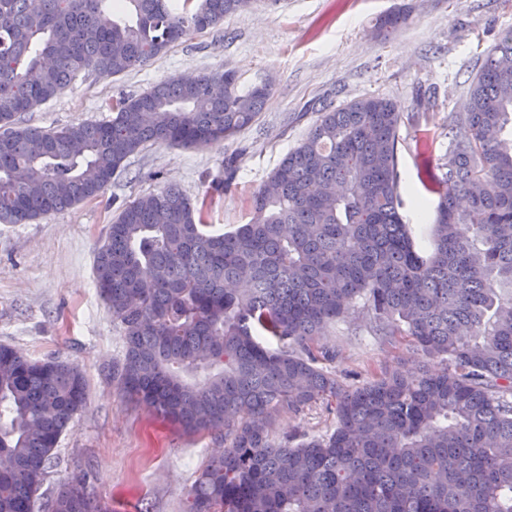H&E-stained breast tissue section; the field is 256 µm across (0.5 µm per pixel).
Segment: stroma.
<instances>
[{
  "mask_svg": "<svg viewBox=\"0 0 512 512\" xmlns=\"http://www.w3.org/2000/svg\"><path fill=\"white\" fill-rule=\"evenodd\" d=\"M407 14L395 33L378 29L391 12ZM512 28V0H283L189 32L169 51L117 76L89 73L23 117L57 129L109 118L116 99L142 93L189 71L235 69L243 84L268 76L274 89L258 120L239 136L201 148L151 143L130 156L104 192L30 224H0V344L34 360L61 357L87 381V404L63 433L44 484L51 493L71 473L86 472L112 512H184L186 492L200 468L224 446L211 433L163 422L127 401L112 379L122 357L119 327L99 297L94 260L122 204L170 183L206 199L205 219L232 230L250 219L252 196L280 160L305 137L322 105L379 94L403 114H417L399 132L398 173L407 223L429 218L413 192L421 177H440L448 116L463 111L484 54ZM429 138V150L416 143ZM237 167L233 186L217 193L224 165ZM362 306L332 326L321 341L335 349L330 368L347 388L375 379L401 358L441 369L440 359L408 354L370 336ZM335 415L325 402L282 411L273 437L323 436Z\"/></svg>",
  "mask_w": 512,
  "mask_h": 512,
  "instance_id": "1",
  "label": "stroma"
}]
</instances>
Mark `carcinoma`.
<instances>
[{
    "label": "carcinoma",
    "mask_w": 512,
    "mask_h": 512,
    "mask_svg": "<svg viewBox=\"0 0 512 512\" xmlns=\"http://www.w3.org/2000/svg\"><path fill=\"white\" fill-rule=\"evenodd\" d=\"M255 2L0 0V224L98 196L148 143L248 129L273 83L244 86L233 69L162 81L102 122L20 119L86 70L119 75ZM402 124L379 95L321 107L254 194L251 220L230 231L209 229L205 201L175 185L110 224L94 274L121 333L120 391L226 443L187 512H512V29L449 117L422 230L400 213ZM358 301L382 344L404 340L443 370L399 366L344 387L320 339ZM200 369L204 380L186 379ZM86 392L78 366L0 345V512H34ZM317 400L333 405L331 433L272 440L281 410ZM40 508L110 512L82 476Z\"/></svg>",
    "instance_id": "carcinoma-1"
}]
</instances>
